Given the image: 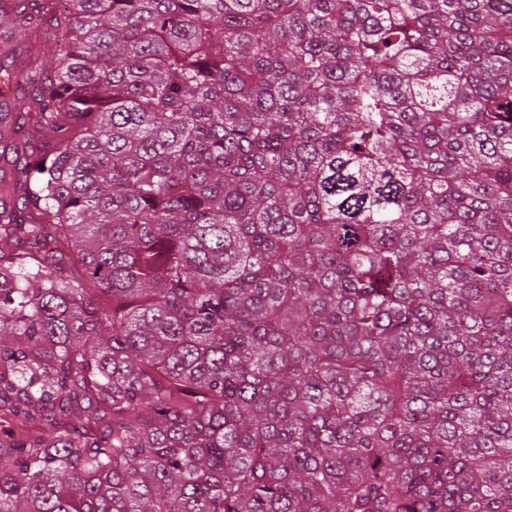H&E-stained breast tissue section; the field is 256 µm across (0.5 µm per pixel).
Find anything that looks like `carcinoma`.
I'll use <instances>...</instances> for the list:
<instances>
[{
	"label": "carcinoma",
	"instance_id": "cac0c4a2",
	"mask_svg": "<svg viewBox=\"0 0 512 512\" xmlns=\"http://www.w3.org/2000/svg\"><path fill=\"white\" fill-rule=\"evenodd\" d=\"M38 2L0 512H512V0Z\"/></svg>",
	"mask_w": 512,
	"mask_h": 512
}]
</instances>
